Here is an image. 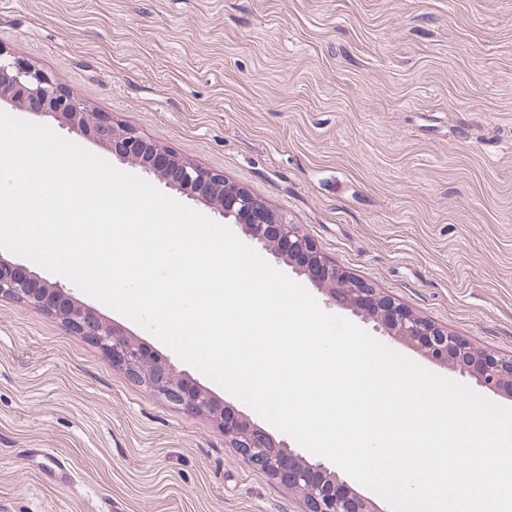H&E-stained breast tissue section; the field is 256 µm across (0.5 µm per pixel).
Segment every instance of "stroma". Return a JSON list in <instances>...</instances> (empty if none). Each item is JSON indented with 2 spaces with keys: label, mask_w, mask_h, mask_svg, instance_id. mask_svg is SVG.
<instances>
[{
  "label": "stroma",
  "mask_w": 512,
  "mask_h": 512,
  "mask_svg": "<svg viewBox=\"0 0 512 512\" xmlns=\"http://www.w3.org/2000/svg\"><path fill=\"white\" fill-rule=\"evenodd\" d=\"M0 48L285 214L344 274L512 357V0H0ZM61 457L73 483L44 481ZM307 510L215 419L0 297V512Z\"/></svg>",
  "instance_id": "obj_1"
}]
</instances>
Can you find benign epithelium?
<instances>
[{
	"label": "benign epithelium",
	"mask_w": 512,
	"mask_h": 512,
	"mask_svg": "<svg viewBox=\"0 0 512 512\" xmlns=\"http://www.w3.org/2000/svg\"><path fill=\"white\" fill-rule=\"evenodd\" d=\"M0 100L19 102L26 109L33 108L34 115L55 118L68 130L102 143L120 160L132 161L144 173L191 198H211L215 211L241 225L251 241L305 275L326 296L327 304L349 310L390 334L414 342L433 362L454 365L491 392L503 389L512 395V386L500 383L502 378H512V358L477 354L461 338L417 317L394 300L378 296L367 283L339 272L315 242L284 214L246 190L226 183L223 176L172 157L134 129L113 122L107 115L88 111L43 72L1 48ZM0 296H16L60 316L74 333L99 345L112 358V364L127 375H147L170 403L188 413L217 419L219 428L234 439L248 463L305 495L308 512H372L365 498L353 494L345 482L327 473L322 464L300 463L299 454L294 451L277 450L271 435L250 425L231 405H217L146 344L114 327L104 326L62 286L1 258Z\"/></svg>",
	"instance_id": "1"
}]
</instances>
